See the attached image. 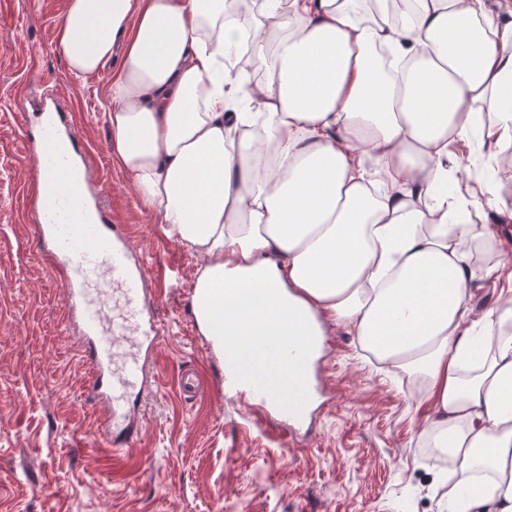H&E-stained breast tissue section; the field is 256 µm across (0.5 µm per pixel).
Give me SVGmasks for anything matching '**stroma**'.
<instances>
[{"instance_id": "stroma-1", "label": "stroma", "mask_w": 512, "mask_h": 512, "mask_svg": "<svg viewBox=\"0 0 512 512\" xmlns=\"http://www.w3.org/2000/svg\"><path fill=\"white\" fill-rule=\"evenodd\" d=\"M65 0H0V512H448L454 475L425 450L427 406L413 383L379 370L358 339L331 328L315 362L326 384L305 436L273 435L281 418L249 392L226 402L225 355L191 312L200 257L142 209L110 153L104 114L113 72L70 71L55 44ZM39 74L91 141L103 200L127 225L148 287L165 284L152 391L138 400L146 424L131 455L113 458L98 410L84 397L85 366L64 321V284L47 269L19 213L39 167L22 144L11 86ZM468 169L449 177L493 179L512 203V142L461 146ZM205 378L188 397L182 368Z\"/></svg>"}]
</instances>
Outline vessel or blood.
I'll list each match as a JSON object with an SVG mask.
<instances>
[{"label": "vessel or blood", "instance_id": "obj_1", "mask_svg": "<svg viewBox=\"0 0 512 512\" xmlns=\"http://www.w3.org/2000/svg\"><path fill=\"white\" fill-rule=\"evenodd\" d=\"M61 116L39 121L24 135L26 152L41 160L28 210L43 257L65 284V315L76 321L85 338L81 349L88 368L84 387L91 402L104 405L101 436L114 454L131 452L141 416L131 412L129 397L148 386L147 365L162 330L145 301V273L133 258L129 242L111 227L87 223L98 202L63 191L59 176L87 178L90 150L66 152L56 141L68 137Z\"/></svg>", "mask_w": 512, "mask_h": 512}]
</instances>
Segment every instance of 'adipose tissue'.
I'll return each instance as SVG.
<instances>
[{
  "label": "adipose tissue",
  "instance_id": "obj_1",
  "mask_svg": "<svg viewBox=\"0 0 512 512\" xmlns=\"http://www.w3.org/2000/svg\"><path fill=\"white\" fill-rule=\"evenodd\" d=\"M56 40L80 74L122 45L111 154L142 207L201 257L200 332L218 347L249 337L231 372L256 366L273 399L295 398L302 365L257 361V336H300L316 354L343 328L418 381L422 436L459 475L452 512H512V251L466 220L481 198L511 218L512 206L491 181L441 188L474 130L512 138V24L488 0L401 13L396 0H66ZM245 48L251 81L225 65ZM481 246L501 290L477 315Z\"/></svg>",
  "mask_w": 512,
  "mask_h": 512
}]
</instances>
